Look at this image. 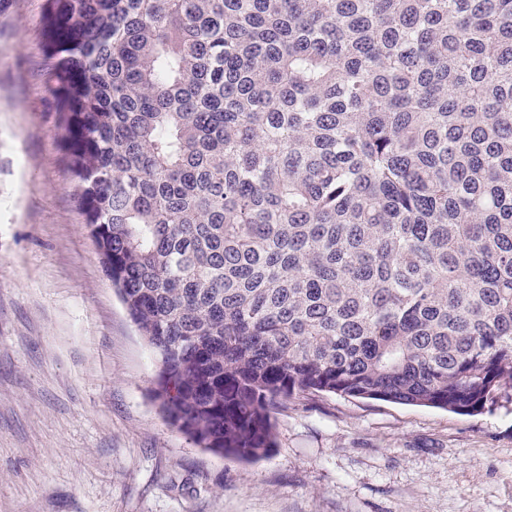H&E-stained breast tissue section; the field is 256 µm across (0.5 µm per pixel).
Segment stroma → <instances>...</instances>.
<instances>
[{
  "instance_id": "stroma-1",
  "label": "stroma",
  "mask_w": 512,
  "mask_h": 512,
  "mask_svg": "<svg viewBox=\"0 0 512 512\" xmlns=\"http://www.w3.org/2000/svg\"><path fill=\"white\" fill-rule=\"evenodd\" d=\"M45 8L0 0V512H512L502 409L309 394L253 463L167 420L55 137Z\"/></svg>"
}]
</instances>
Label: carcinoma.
<instances>
[{
  "mask_svg": "<svg viewBox=\"0 0 512 512\" xmlns=\"http://www.w3.org/2000/svg\"><path fill=\"white\" fill-rule=\"evenodd\" d=\"M105 272L197 447L310 393L512 409V0H47Z\"/></svg>",
  "mask_w": 512,
  "mask_h": 512,
  "instance_id": "cac0c4a2",
  "label": "carcinoma"
}]
</instances>
